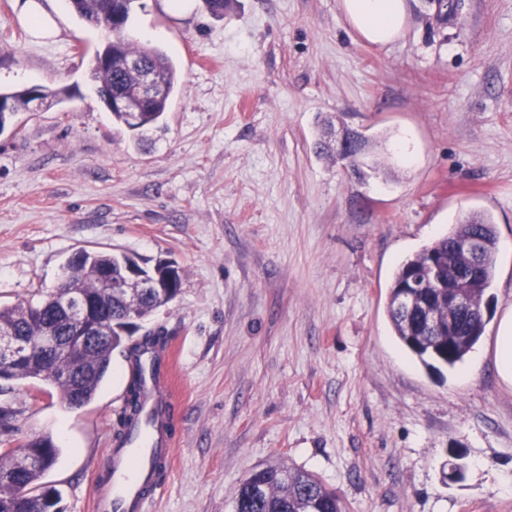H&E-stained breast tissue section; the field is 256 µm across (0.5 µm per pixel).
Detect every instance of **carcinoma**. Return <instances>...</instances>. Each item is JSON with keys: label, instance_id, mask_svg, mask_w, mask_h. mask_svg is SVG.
Listing matches in <instances>:
<instances>
[{"label": "carcinoma", "instance_id": "1", "mask_svg": "<svg viewBox=\"0 0 512 512\" xmlns=\"http://www.w3.org/2000/svg\"><path fill=\"white\" fill-rule=\"evenodd\" d=\"M75 13L85 22L99 28L105 27L107 19L106 0H68ZM137 61L141 69L155 75L163 86L161 96L148 101L141 113L140 122L130 121L129 113L112 110V122L126 128L135 135L157 124L167 111L168 104L178 82L179 72L173 60L159 47L134 44L127 31H112V41L104 50L93 56L92 77L98 83L99 96H132L138 89V79L128 67L129 60ZM43 102L51 105L63 103L70 97L66 88L38 86ZM31 88L11 92H0L3 102L13 112L29 109ZM464 236H479L486 247L480 262L478 278L480 288L473 294L474 309L468 312L448 313V303L437 307L439 315L446 319L453 316L454 329L451 337L435 336L420 318V311L411 314L394 308L401 286L406 283L412 271L420 274L422 280L430 281L431 268L439 265L456 275L465 273L470 259L455 251L456 239ZM497 231L490 216L476 214L455 224L445 235L435 240L413 256L402 261L388 290L387 312L395 336L401 344L431 372H441L463 362L466 355L483 336L489 318L479 310L489 289L497 249ZM139 261L127 254L108 251H83L81 259L68 264L65 285L76 287L94 304L100 305V319L105 322L101 335L104 341L95 344L88 352L85 370L81 378L70 386L60 380L57 374L69 368L68 358L61 354L38 355L39 366L34 372H18L11 380L40 379L47 382L60 395L65 404H70L74 391H79V406L89 404L105 381L115 350L127 352V357L139 351L155 349L164 343L163 331L146 332L141 339L133 342L124 336L121 319L127 313L125 304L114 301L107 303L101 297V283L93 274L96 268L112 274V280L126 277V265ZM45 298L37 301L22 300L13 306H0V326L14 329L19 336H36L45 327H51L59 336L68 335L66 317L52 307L44 306ZM170 299L160 293H149L141 298L138 309L142 318L165 307ZM142 414L141 374L133 372L127 388L125 406L118 417L116 437L124 439ZM59 450L49 436H34L26 444L9 454L0 453V512H13L17 507L23 512H44L47 486L39 479L57 461ZM234 512H346V505L336 490L328 488L314 474L283 463L268 464L253 468L240 484Z\"/></svg>", "mask_w": 512, "mask_h": 512}]
</instances>
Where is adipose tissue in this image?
Masks as SVG:
<instances>
[{
	"instance_id": "1",
	"label": "adipose tissue",
	"mask_w": 512,
	"mask_h": 512,
	"mask_svg": "<svg viewBox=\"0 0 512 512\" xmlns=\"http://www.w3.org/2000/svg\"><path fill=\"white\" fill-rule=\"evenodd\" d=\"M342 12L353 33L374 45L399 39L408 18L407 0H341ZM59 11L53 0H24L18 18L41 38L58 35Z\"/></svg>"
}]
</instances>
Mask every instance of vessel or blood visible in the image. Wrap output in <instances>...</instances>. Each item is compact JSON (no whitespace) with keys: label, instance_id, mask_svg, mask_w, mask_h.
Wrapping results in <instances>:
<instances>
[{"label":"vessel or blood","instance_id":"1","mask_svg":"<svg viewBox=\"0 0 512 512\" xmlns=\"http://www.w3.org/2000/svg\"><path fill=\"white\" fill-rule=\"evenodd\" d=\"M143 421L130 440L108 450V468L101 473L92 512H146L148 492L164 484L174 465L177 399L173 352L145 353Z\"/></svg>","mask_w":512,"mask_h":512}]
</instances>
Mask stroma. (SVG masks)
<instances>
[{
  "instance_id": "1",
  "label": "stroma",
  "mask_w": 512,
  "mask_h": 512,
  "mask_svg": "<svg viewBox=\"0 0 512 512\" xmlns=\"http://www.w3.org/2000/svg\"><path fill=\"white\" fill-rule=\"evenodd\" d=\"M0 0V90L72 87L0 132V305L59 281L74 251L175 263L180 296L144 320L176 349L175 465L146 512H233L260 464L317 475L348 512H512V387L494 365L512 310V0L435 16L409 0L403 36L358 40L340 0H233L224 17L137 0L128 29L180 75L141 141L112 123L91 57L108 40L72 10L38 40ZM370 137L365 178L317 156L320 122ZM412 152L403 161L398 140ZM498 233L492 317L456 369L426 370L386 308L397 265L461 218ZM129 363L70 409L40 380L11 383L21 443L51 436L43 483L90 512ZM462 480L443 483L453 455Z\"/></svg>"
}]
</instances>
